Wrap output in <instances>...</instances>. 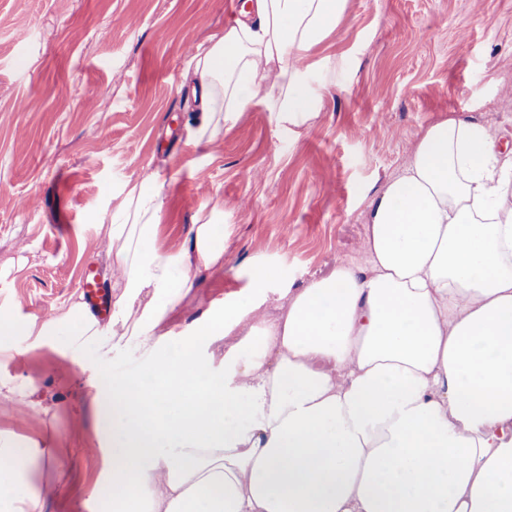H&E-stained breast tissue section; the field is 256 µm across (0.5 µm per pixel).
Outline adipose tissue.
Instances as JSON below:
<instances>
[{
  "label": "adipose tissue",
  "mask_w": 512,
  "mask_h": 512,
  "mask_svg": "<svg viewBox=\"0 0 512 512\" xmlns=\"http://www.w3.org/2000/svg\"><path fill=\"white\" fill-rule=\"evenodd\" d=\"M346 6L243 0L195 48L190 136L217 140L258 101L305 126L320 106L309 59ZM164 199L151 173L103 227L108 323L78 302L63 315L73 343L137 346L152 378H98L113 512H512V159L486 126L424 131L367 205L364 269L334 264L273 299L280 273L260 268L175 356L156 329L199 271L223 270L224 225L163 251ZM40 457L0 447V512H36L24 475Z\"/></svg>",
  "instance_id": "adipose-tissue-1"
}]
</instances>
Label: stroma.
Segmentation results:
<instances>
[{
	"label": "stroma",
	"mask_w": 512,
	"mask_h": 512,
	"mask_svg": "<svg viewBox=\"0 0 512 512\" xmlns=\"http://www.w3.org/2000/svg\"><path fill=\"white\" fill-rule=\"evenodd\" d=\"M234 16L228 0H0V315L40 324L79 301L85 268L110 281L100 221L157 171L163 249L197 219L226 225L223 271L199 272L159 328L175 355L258 268L294 289L335 263L364 268L365 207L429 125L466 118L512 145V0H348L313 54L314 120L292 134L258 102L217 142L188 141L192 47ZM70 330L0 338V440L44 450L42 512H106L94 385L144 357L102 359Z\"/></svg>",
	"instance_id": "1"
}]
</instances>
